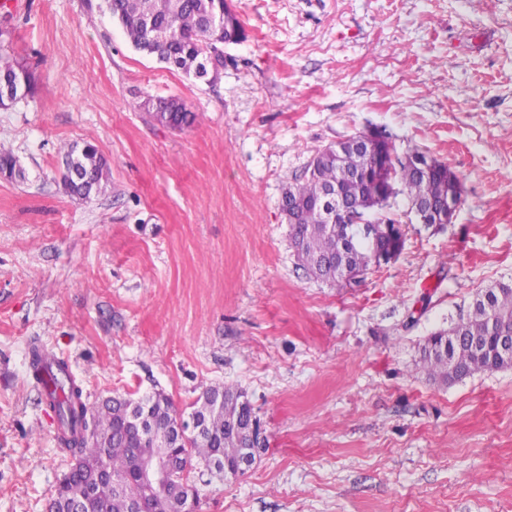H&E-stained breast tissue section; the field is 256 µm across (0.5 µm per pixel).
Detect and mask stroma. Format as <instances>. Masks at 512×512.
Segmentation results:
<instances>
[{
  "mask_svg": "<svg viewBox=\"0 0 512 512\" xmlns=\"http://www.w3.org/2000/svg\"><path fill=\"white\" fill-rule=\"evenodd\" d=\"M247 38L217 80L136 50L104 0L0 10L26 63L0 109V512H47L70 458L28 350L64 358L88 405L215 383L251 400L267 449L204 475L200 512H512V368L442 385L426 338L512 280V0H229ZM175 98L180 129L149 118ZM376 128L463 182L454 223H410L358 283L295 264L279 204L314 150ZM100 192L69 196V145ZM71 162L66 163V171L63 174V186L66 193L82 198L89 197L93 191H98L106 178L107 163L97 148L86 144L80 151L73 147L67 151Z\"/></svg>",
  "mask_w": 512,
  "mask_h": 512,
  "instance_id": "stroma-1",
  "label": "stroma"
}]
</instances>
